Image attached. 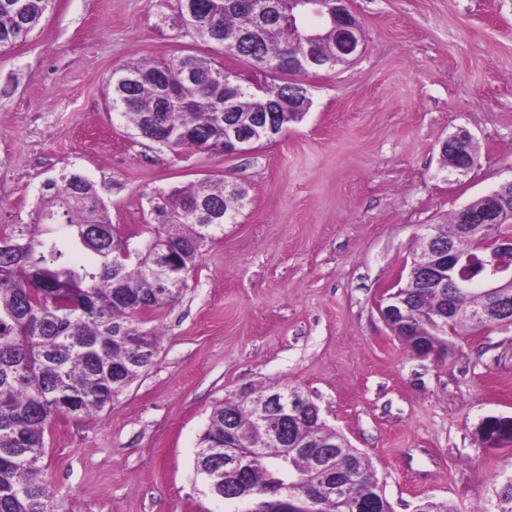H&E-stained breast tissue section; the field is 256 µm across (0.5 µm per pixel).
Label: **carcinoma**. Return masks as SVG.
I'll list each match as a JSON object with an SVG mask.
<instances>
[{
  "label": "carcinoma",
  "instance_id": "cac0c4a2",
  "mask_svg": "<svg viewBox=\"0 0 512 512\" xmlns=\"http://www.w3.org/2000/svg\"><path fill=\"white\" fill-rule=\"evenodd\" d=\"M276 0H175L181 25L202 44L250 64L229 72L212 56L184 53L161 60L132 57L112 70V111L132 136L167 148L191 142L224 150L226 127L258 134L260 116L277 113L278 130L310 107L298 64L336 68V35L325 23L303 42L298 25L274 14ZM50 0H0V52L40 23ZM202 179L158 193L167 223L133 244L112 224L94 185L76 173L46 181L30 220L0 233V512H56L41 459L48 425L60 417L100 414L154 365L158 333L140 315L171 304L208 243L234 222L245 191ZM221 212L204 221L198 207ZM469 239L451 217L430 224L405 279L392 292L405 304L395 328L411 348L424 341L448 353L449 331L470 326L467 314L486 305L477 290L455 295L448 281V243ZM83 249L79 266L70 255ZM125 252L121 262L113 256ZM165 276L156 277L158 265ZM296 446L284 448L261 429L249 397H228L210 415L194 467L208 492L233 512H394L370 459L320 419L282 422ZM415 512H455L429 498ZM486 512H512V482Z\"/></svg>",
  "mask_w": 512,
  "mask_h": 512
}]
</instances>
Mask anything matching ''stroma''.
I'll return each instance as SVG.
<instances>
[{
    "label": "stroma",
    "mask_w": 512,
    "mask_h": 512,
    "mask_svg": "<svg viewBox=\"0 0 512 512\" xmlns=\"http://www.w3.org/2000/svg\"><path fill=\"white\" fill-rule=\"evenodd\" d=\"M365 51L305 76L312 106L258 148L175 153L133 138L106 80L131 57L196 50L149 0H53L0 52V231L61 170L92 181L120 232L151 230L158 190H246L182 296L151 317L154 366L94 420L61 418L41 464L58 512H224L194 471L224 398L298 389L365 452L395 512L423 498L484 512L512 446L475 436L512 415V326L465 328L416 357L381 319L428 225L512 178V0H350ZM477 162L457 181L440 144ZM455 148L464 149L465 152L461 151L457 166L455 168V176H466L473 167V138L466 131H459L452 134L450 137L445 139L441 143V152L445 149L442 154L443 157V169L445 172L452 171L456 162V156L448 154V152H455ZM498 417L500 419L507 420L506 417H503V415H488L482 418L477 425L475 432L477 434L478 440L482 447L484 448H490V449H496V448H503L507 444L511 443L512 438V429L510 426V430L504 429L505 427H509L507 423L500 422L499 420H494L492 422H489V419L491 417ZM488 423V425H487ZM487 425V426H486ZM486 427L487 432L492 434L493 432L499 431L504 429L503 431H500L498 433H493L492 435H480L479 430Z\"/></svg>",
    "instance_id": "stroma-1"
}]
</instances>
